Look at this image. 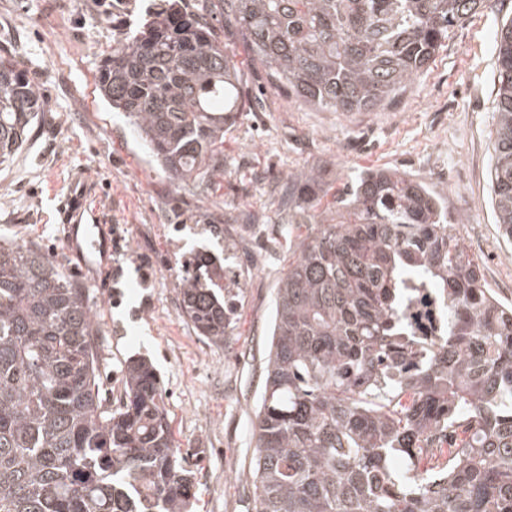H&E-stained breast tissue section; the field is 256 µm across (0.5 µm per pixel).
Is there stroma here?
<instances>
[{
	"mask_svg": "<svg viewBox=\"0 0 512 512\" xmlns=\"http://www.w3.org/2000/svg\"><path fill=\"white\" fill-rule=\"evenodd\" d=\"M152 0H0V57L36 78L44 107L24 146L0 164V241L33 244L86 288L100 326L101 396L118 406L122 367L149 360L184 465L196 475L193 512H253L255 412L270 345L274 299L288 251L311 231L289 222L280 198L295 170L314 174L331 205L336 189L367 168L426 183L456 217L461 239L502 300L512 301V245L491 203L497 53L495 32L512 0L456 27L430 68L380 112L316 110L296 101L255 62L243 34L218 23L242 73L244 108L224 130V174L202 188L173 183L129 120L97 86L112 51L113 23H135ZM93 183L86 211L101 210L125 240L82 266L64 246L61 205L74 178ZM234 249L225 250V238ZM227 259L218 285L232 291L226 343L200 337L181 312L180 285L199 255ZM118 270L120 298L93 281Z\"/></svg>",
	"mask_w": 512,
	"mask_h": 512,
	"instance_id": "35a3bbf8",
	"label": "stroma"
}]
</instances>
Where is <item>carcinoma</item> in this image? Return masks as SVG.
Instances as JSON below:
<instances>
[{"mask_svg":"<svg viewBox=\"0 0 512 512\" xmlns=\"http://www.w3.org/2000/svg\"><path fill=\"white\" fill-rule=\"evenodd\" d=\"M254 61L304 104L379 112L485 0H216ZM201 2L172 0L112 43L105 102L175 183L211 179L241 72ZM491 200L512 243V19L496 31ZM43 109L34 78L0 58V164ZM314 176L288 199L311 234L277 288L256 409L253 512H512V304L448 231L430 187L370 168L326 215ZM223 267L186 274L181 309L214 343L229 335ZM410 288H434L448 332L417 346ZM99 327L86 289L38 248L0 245V512H190L194 474L173 443L156 369L125 362L121 404L100 398Z\"/></svg>","mask_w":512,"mask_h":512,"instance_id":"obj_1","label":"carcinoma"}]
</instances>
